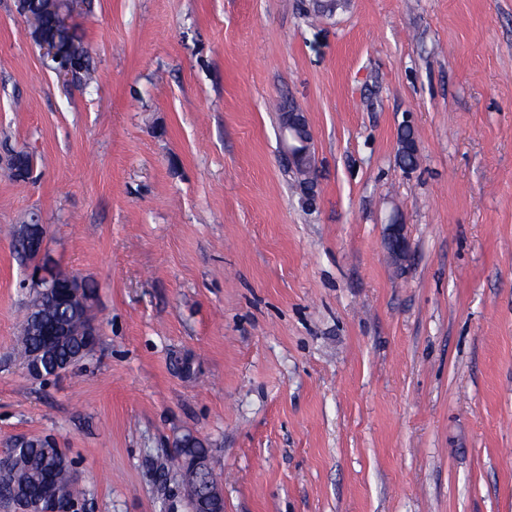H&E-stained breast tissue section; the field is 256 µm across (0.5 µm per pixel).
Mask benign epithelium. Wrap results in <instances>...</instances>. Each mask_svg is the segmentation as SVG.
<instances>
[{"label":"benign epithelium","instance_id":"benign-epithelium-1","mask_svg":"<svg viewBox=\"0 0 512 512\" xmlns=\"http://www.w3.org/2000/svg\"><path fill=\"white\" fill-rule=\"evenodd\" d=\"M82 5V0H47L43 9L57 13L56 33L52 37L42 35L36 15L30 10L26 0H19V10L30 21L29 37L42 50L45 57L55 64L58 75L66 82L79 84L82 82L84 65L78 52L74 50L68 39L69 17ZM281 140L283 142V159L288 170L301 179L312 178L315 171L313 134L308 121L302 112H286L282 119ZM388 245L392 253L401 258L408 251V243L402 234V224L397 217L389 221ZM17 245L34 257L33 288L46 294L57 293L65 306H72L88 317L84 331L87 336L85 347L79 358L89 356L96 348L98 328L91 319L93 297L84 288V279L76 273L58 276L43 267L46 262L45 229L33 220L23 226L18 234ZM209 467V462H192L185 465L181 475L180 492L192 505L191 512H199L195 499L189 495L197 482V472L201 467ZM0 498L6 500L14 512H31V501L18 495L10 486L0 491ZM38 512H86V500L74 498L64 488H55L48 492L44 500L39 502Z\"/></svg>","mask_w":512,"mask_h":512}]
</instances>
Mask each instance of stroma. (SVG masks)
I'll return each mask as SVG.
<instances>
[{"label": "stroma", "instance_id": "stroma-1", "mask_svg": "<svg viewBox=\"0 0 512 512\" xmlns=\"http://www.w3.org/2000/svg\"><path fill=\"white\" fill-rule=\"evenodd\" d=\"M309 3L84 0L68 85L0 0V448L53 439L87 512H190L185 433L224 512H512V0ZM34 218L99 331L47 379L14 352ZM279 111L284 112L285 106H280ZM281 140L288 170L297 174L300 180L311 179L315 171L313 134L303 112H284ZM196 457L208 458V449L204 448L203 443L191 436L190 434L184 435L178 439L175 444V453L173 456L168 457L167 463L163 466V475L167 477L169 474L178 475L182 466L188 461H193ZM209 459L202 462L187 463L182 470L180 492L184 498L190 503L191 512H199L195 507V499L189 495L197 482V472L201 465L209 471L210 478L208 481V494L209 496L221 506L219 510L214 512L224 511V492L221 484L215 477L212 467H209ZM192 507V508H191Z\"/></svg>", "mask_w": 512, "mask_h": 512}]
</instances>
